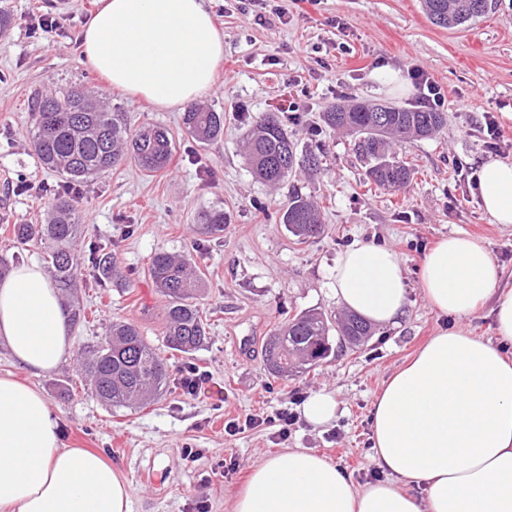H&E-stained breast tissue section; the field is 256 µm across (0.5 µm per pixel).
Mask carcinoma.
Returning a JSON list of instances; mask_svg holds the SVG:
<instances>
[{
  "label": "carcinoma",
  "instance_id": "cac0c4a2",
  "mask_svg": "<svg viewBox=\"0 0 512 512\" xmlns=\"http://www.w3.org/2000/svg\"><path fill=\"white\" fill-rule=\"evenodd\" d=\"M485 0H422V9L436 26L457 28L488 13ZM53 103L51 110L45 104ZM35 116L31 146L42 165L56 171L70 185L104 175L129 158L143 170L166 168L174 151L175 137L164 127L143 126L130 130L124 114L92 100L78 87H60L37 93L31 100ZM324 124L358 137L357 151L366 165V177L376 186L400 191L414 178V169L391 151L393 142L410 137H429L444 125V113L411 110L388 103L351 100L334 104L323 112ZM182 130L192 139L211 143L224 135V114L197 104L185 108ZM248 161L261 181L276 185L299 169L317 172L320 159L314 153L301 155L297 143L278 112H261L253 119L246 144ZM53 216L46 224H15L16 239L25 244L47 245L56 287L67 292L77 287L81 266L71 243L81 234L76 206L64 190L55 191ZM280 221L303 241L320 235L322 224L314 203L296 194ZM88 261L107 275L114 257L92 247ZM150 276L165 298L164 347L191 354L207 339V324L194 302L201 277L193 259L166 252L154 254ZM357 344L371 335V326L355 314H342L332 321L316 309L288 318L264 346L267 371L279 376L303 374L326 359L332 350L329 332ZM83 367L90 377L91 392L112 407L149 404L164 392L169 376L168 359L150 343L138 325L127 321L111 324L104 342L88 350Z\"/></svg>",
  "mask_w": 512,
  "mask_h": 512
}]
</instances>
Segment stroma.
I'll return each mask as SVG.
<instances>
[{"label": "stroma", "instance_id": "obj_1", "mask_svg": "<svg viewBox=\"0 0 512 512\" xmlns=\"http://www.w3.org/2000/svg\"><path fill=\"white\" fill-rule=\"evenodd\" d=\"M13 22L0 36V256L46 264L43 244H19L16 224L46 217L49 189L62 178L40 163L29 145V100L35 92L83 85L103 93L131 128L170 129V164L147 173L128 161L82 184L75 204L83 231L80 254L105 245L117 259L115 275L82 267L76 297L88 313L73 329L72 355L36 378L14 364L0 344V373L32 381L60 419V442L91 448L111 460L129 487L131 512H230L251 468L286 448L310 450L345 470L356 484L380 475L373 462L370 416L386 379L445 321L420 289L423 255L453 233L478 238L500 272L499 287L512 289V225L493 223L477 192L459 184L490 158L512 161V0H496L468 26L431 24L421 0H212L224 35V58L201 106L224 115V135L202 145L182 130V113L106 87L81 61V29L92 0H56L61 25L32 32L44 0H0ZM420 66L441 87L447 123L436 135L397 144L399 159L416 175L402 192L369 184L351 136L326 127L331 103L355 98L415 108L417 90L408 70ZM298 104L288 130L300 151L326 156L322 174L299 172L278 185L251 173L244 141L253 117L281 100ZM499 124L497 151L485 143L486 116ZM301 191L321 211L323 235L297 241L279 223L291 191ZM223 211L215 235L205 216ZM377 244L403 263L410 304L399 326L375 328L357 347L334 344L331 355L302 377L275 378L263 363L264 345L278 323L298 312H341L329 270L347 248ZM192 255L202 277L197 302L208 319V340L189 355L169 360L168 390L151 405L112 408L92 396L81 371L83 348L103 341L116 320L139 325L154 344L163 340L165 300L149 275L156 252ZM252 344L241 357L238 341ZM207 371V384L186 394L182 366ZM333 394L337 418L317 427L298 417L287 440L261 426L236 435L232 419L277 409L297 413L317 392ZM202 449L197 461L181 448Z\"/></svg>", "mask_w": 512, "mask_h": 512}]
</instances>
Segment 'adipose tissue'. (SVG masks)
I'll list each match as a JSON object with an SVG mask.
<instances>
[{
    "mask_svg": "<svg viewBox=\"0 0 512 512\" xmlns=\"http://www.w3.org/2000/svg\"><path fill=\"white\" fill-rule=\"evenodd\" d=\"M79 54L112 87L162 109L199 100L216 81L224 36L209 0H94ZM477 192L497 224H512V161L477 169ZM488 250L456 233L421 262V291L449 319L376 396L371 411L380 480L357 485L324 456L287 449L255 465L231 512H512V290L497 291ZM330 286L345 309L398 325L408 290L392 250L359 244L339 255ZM495 297L497 342L460 323ZM0 340L32 376L73 350L57 288L39 263L0 279ZM43 394L0 374V512H131L127 486L101 454L65 448ZM420 494L408 492V485Z\"/></svg>",
    "mask_w": 512,
    "mask_h": 512,
    "instance_id": "ef3b65f1",
    "label": "adipose tissue"
}]
</instances>
